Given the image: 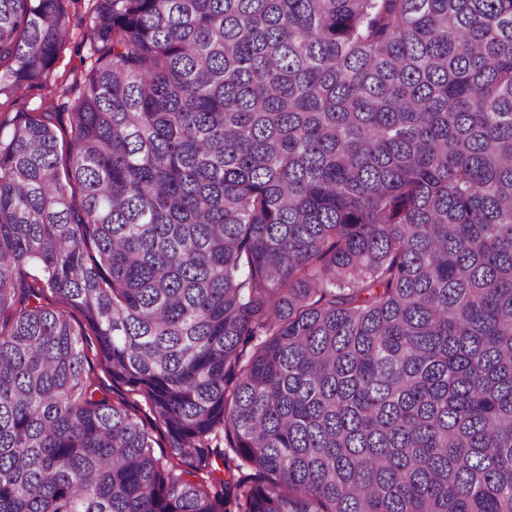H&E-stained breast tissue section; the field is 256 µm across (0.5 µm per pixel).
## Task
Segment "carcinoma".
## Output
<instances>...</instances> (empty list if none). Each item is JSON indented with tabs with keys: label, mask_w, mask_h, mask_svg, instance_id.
I'll use <instances>...</instances> for the list:
<instances>
[{
	"label": "carcinoma",
	"mask_w": 512,
	"mask_h": 512,
	"mask_svg": "<svg viewBox=\"0 0 512 512\" xmlns=\"http://www.w3.org/2000/svg\"><path fill=\"white\" fill-rule=\"evenodd\" d=\"M66 2L0 0V96ZM88 14L65 167L0 128V512H512V0Z\"/></svg>",
	"instance_id": "obj_1"
}]
</instances>
